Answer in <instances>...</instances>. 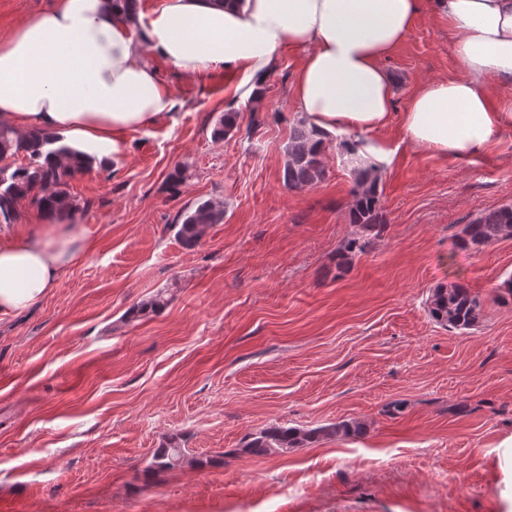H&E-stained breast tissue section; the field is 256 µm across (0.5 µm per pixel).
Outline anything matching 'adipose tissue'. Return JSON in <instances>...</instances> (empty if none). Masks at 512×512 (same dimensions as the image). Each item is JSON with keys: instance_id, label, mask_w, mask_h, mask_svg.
<instances>
[{"instance_id": "obj_1", "label": "adipose tissue", "mask_w": 512, "mask_h": 512, "mask_svg": "<svg viewBox=\"0 0 512 512\" xmlns=\"http://www.w3.org/2000/svg\"><path fill=\"white\" fill-rule=\"evenodd\" d=\"M425 0H160L135 34L113 0H52L0 37V123L58 137L77 159L111 167L129 136L165 117L170 90L146 60L186 73L232 68L242 85L278 54L298 55L293 98L316 131L366 134L358 154L390 161L379 132L399 117L404 142L429 155L471 158L492 147L512 98V0H426L448 21L462 71L425 79L393 112L385 60L405 41ZM93 247L68 215L0 239V315L38 304Z\"/></svg>"}]
</instances>
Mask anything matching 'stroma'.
I'll return each instance as SVG.
<instances>
[{"label": "stroma", "mask_w": 512, "mask_h": 512, "mask_svg": "<svg viewBox=\"0 0 512 512\" xmlns=\"http://www.w3.org/2000/svg\"><path fill=\"white\" fill-rule=\"evenodd\" d=\"M151 63L174 109L132 135L122 165L69 182L93 252L0 316V512H512V238L457 245L479 213L512 204V123L469 159L382 130L397 149L380 167L384 223L343 265L360 228L341 137L321 183L283 182L297 57L278 55L256 102L233 95L234 72ZM384 66L398 113L420 80L461 71L426 7ZM231 111L236 130L216 138ZM207 200L224 221L185 246L176 226ZM453 281L483 301L471 329L428 314ZM159 293L160 313L128 319ZM355 421L365 432L285 454L243 449L272 424ZM173 441L184 464L153 467Z\"/></svg>", "instance_id": "1"}]
</instances>
